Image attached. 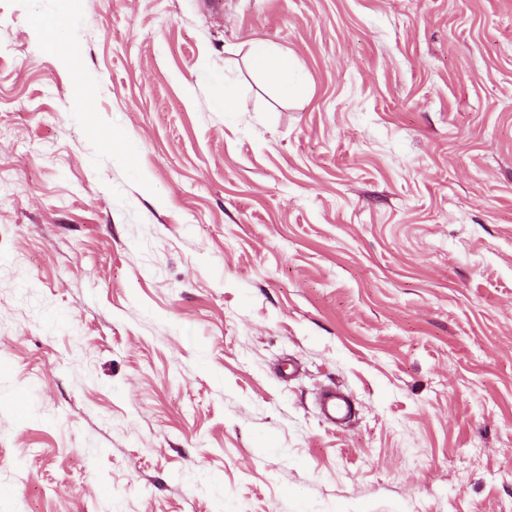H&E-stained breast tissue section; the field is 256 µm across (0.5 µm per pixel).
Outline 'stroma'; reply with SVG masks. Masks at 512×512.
<instances>
[{
    "mask_svg": "<svg viewBox=\"0 0 512 512\" xmlns=\"http://www.w3.org/2000/svg\"><path fill=\"white\" fill-rule=\"evenodd\" d=\"M223 2L0 0V512H512V0ZM251 59L255 67L274 75L286 92L296 91L297 83L292 78L291 64L285 56L274 53L262 43H257L251 49ZM319 406L324 419L330 423L343 420L349 411L346 399L336 392V388H330L321 395Z\"/></svg>",
    "mask_w": 512,
    "mask_h": 512,
    "instance_id": "35a3bbf8",
    "label": "stroma"
}]
</instances>
